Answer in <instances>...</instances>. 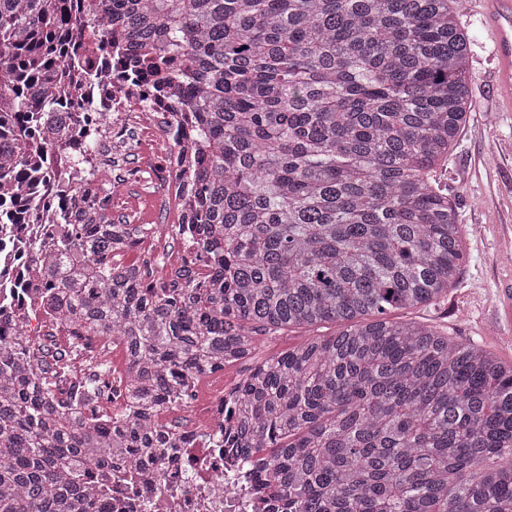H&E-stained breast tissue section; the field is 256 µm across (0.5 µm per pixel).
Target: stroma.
<instances>
[{
	"mask_svg": "<svg viewBox=\"0 0 512 512\" xmlns=\"http://www.w3.org/2000/svg\"><path fill=\"white\" fill-rule=\"evenodd\" d=\"M470 37V86L477 102L469 122L438 170L464 230L465 254L456 284L436 306L409 314L512 361V324L501 310L498 289L512 285V112L495 109L491 41L476 11L459 10Z\"/></svg>",
	"mask_w": 512,
	"mask_h": 512,
	"instance_id": "35a3bbf8",
	"label": "stroma"
}]
</instances>
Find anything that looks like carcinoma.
<instances>
[{"label": "carcinoma", "instance_id": "obj_1", "mask_svg": "<svg viewBox=\"0 0 512 512\" xmlns=\"http://www.w3.org/2000/svg\"><path fill=\"white\" fill-rule=\"evenodd\" d=\"M77 2L0 0V216L40 209L26 184L68 137L55 94ZM110 2L137 73L189 91L199 220L177 229L169 283L115 262L149 224H58L43 257L28 242L37 291L0 307L16 325L0 341V512H105L112 458L156 465L180 447L158 416L190 380L326 323L224 403L235 427L214 446L253 489L279 512H512V364L390 318L439 303L464 259L432 177L476 107L456 0ZM92 146L72 157L81 188ZM323 326L325 327L315 328L314 330L291 328L279 333L272 339H264L263 342L258 344V350L254 355L255 360L288 352L289 349L301 344L308 336L328 334L335 330L334 324Z\"/></svg>", "mask_w": 512, "mask_h": 512}]
</instances>
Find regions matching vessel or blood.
<instances>
[{
    "label": "vessel or blood",
    "instance_id": "obj_1",
    "mask_svg": "<svg viewBox=\"0 0 512 512\" xmlns=\"http://www.w3.org/2000/svg\"><path fill=\"white\" fill-rule=\"evenodd\" d=\"M481 20L492 32L491 61L498 102L512 112V0H478Z\"/></svg>",
    "mask_w": 512,
    "mask_h": 512
}]
</instances>
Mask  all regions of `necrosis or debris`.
Wrapping results in <instances>:
<instances>
[{"mask_svg": "<svg viewBox=\"0 0 512 512\" xmlns=\"http://www.w3.org/2000/svg\"><path fill=\"white\" fill-rule=\"evenodd\" d=\"M111 55L91 59L78 93L69 100L72 134L63 147L72 156L86 138L95 142L97 167L112 177L113 191L101 185L74 193L65 168H57L50 191L76 195V206L56 215V222L87 221L111 214L113 196L137 191L144 210H152L155 194H162L175 224L195 221L191 204L197 193L194 159L201 136L178 96L156 93L142 78L122 79L126 41L109 40ZM24 246L12 224H0V304L15 300V260ZM185 447L165 460L167 483L156 485V470L112 465L110 512H145L144 501L157 503V512H265L267 505L243 481V468L225 459L222 449L199 445L185 435Z\"/></svg>", "mask_w": 512, "mask_h": 512, "instance_id": "4bbe7bcc", "label": "necrosis or debris"}]
</instances>
